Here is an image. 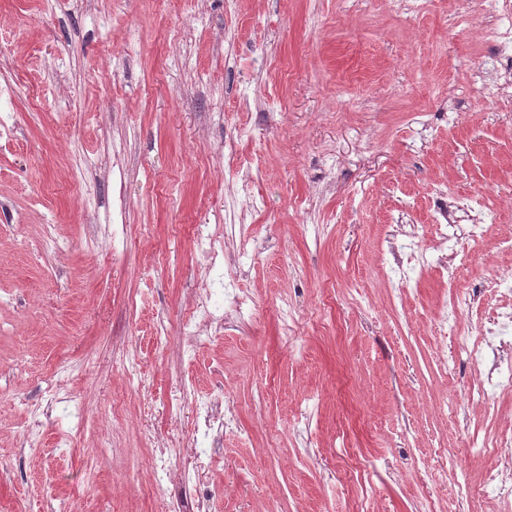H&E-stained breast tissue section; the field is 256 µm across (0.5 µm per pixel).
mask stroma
I'll return each mask as SVG.
<instances>
[{"label": "stroma", "mask_w": 512, "mask_h": 512, "mask_svg": "<svg viewBox=\"0 0 512 512\" xmlns=\"http://www.w3.org/2000/svg\"><path fill=\"white\" fill-rule=\"evenodd\" d=\"M493 25L512 19L478 0H0V512H189L199 482L210 512H419L499 466L463 439L512 429V393L438 410L486 380L467 350L508 303L487 286L512 268V76ZM234 162L249 196L224 182ZM446 197L487 231L463 243L472 302L443 337L447 275L400 293L378 265ZM200 224L229 254L253 240L233 276L251 316H225ZM208 280L223 322L188 363L158 334L181 335ZM52 383L83 394L82 422L53 412L34 452L20 436ZM201 394L237 430L159 502L154 445L181 442L163 462L180 473ZM441 448L447 469L418 479Z\"/></svg>", "instance_id": "stroma-1"}]
</instances>
